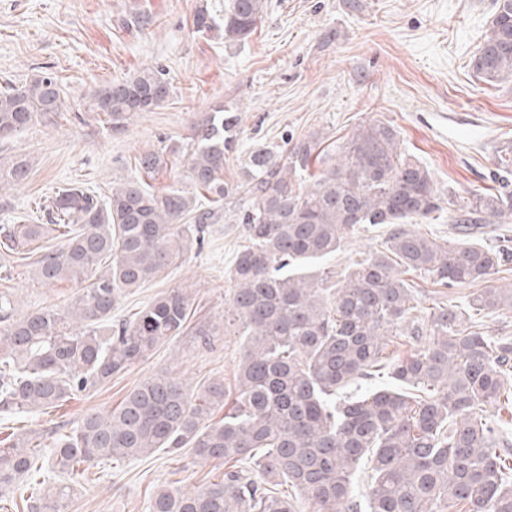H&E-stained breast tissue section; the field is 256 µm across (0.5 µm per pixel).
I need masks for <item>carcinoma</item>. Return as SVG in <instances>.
Segmentation results:
<instances>
[{"label": "carcinoma", "mask_w": 512, "mask_h": 512, "mask_svg": "<svg viewBox=\"0 0 512 512\" xmlns=\"http://www.w3.org/2000/svg\"><path fill=\"white\" fill-rule=\"evenodd\" d=\"M266 0H230L224 41L256 30ZM476 79L512 83V0H494L483 41L470 61ZM172 91L165 74L145 68L89 93L90 109L112 131L128 129ZM57 76L42 72L0 90V138L56 122L63 107ZM237 115L218 107L198 126L188 149L185 183L147 188L112 185L111 196L70 184L48 206L47 224L0 225V254L26 255L41 239L63 244L40 255L44 284L95 277L70 307L19 317L0 291V414L62 407L184 335L192 297L171 288L132 321L112 325L126 290L160 277L202 244L221 220L243 225L247 245L228 271L227 314L242 329L244 353L235 386L212 381L191 388L168 372L153 374L106 412L85 415L57 433L49 451L36 434L0 442V488L23 476L30 512H66L70 487L58 482L101 460L180 454L224 462V475L202 488H165L149 512H512V429L488 409L512 408V336L490 337L477 323L512 308V285L481 288L452 307L437 305L416 323L415 294L404 274L427 275L443 288L487 281L512 261V249L472 239L474 224H511L512 192L477 188L456 199L431 172L399 149L397 128L363 124L335 145L312 131L278 150L253 151L240 180L224 179ZM177 148L148 150L141 172L168 167ZM328 157L313 185L302 182L313 161ZM26 158L0 163V191L21 184ZM459 240L446 245L416 232L443 214ZM386 226L371 257L336 273L323 262L347 236ZM397 336H423L416 353L387 354ZM382 373L392 384L346 393ZM223 418L214 420L216 410ZM367 470L368 492L353 489Z\"/></svg>", "instance_id": "cac0c4a2"}]
</instances>
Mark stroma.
<instances>
[{
	"label": "stroma",
	"mask_w": 512,
	"mask_h": 512,
	"mask_svg": "<svg viewBox=\"0 0 512 512\" xmlns=\"http://www.w3.org/2000/svg\"><path fill=\"white\" fill-rule=\"evenodd\" d=\"M227 0H0V88L50 71L62 83L63 116L0 140V163L31 159L28 180L0 192V225L36 218L58 187L78 183L109 194L113 183L140 179L136 158L164 146L190 144L196 126L217 106L240 118L238 145L224 167L240 177L248 154L277 148L313 130L328 140L349 137L375 120L400 131L402 149L430 170L440 190L465 196L496 189L501 146L512 145V86L494 87L469 68L493 12V0H267L256 31L228 44L219 27ZM207 9L215 30L194 26ZM338 32L323 42L325 29ZM151 66L162 68L172 93L141 113L128 130L112 132L89 110L91 90ZM246 243L238 224L210 225L202 249L188 251L164 276L122 294L113 319L133 317L160 293L187 289L193 327L216 326L211 349L193 335L177 338L126 373L82 392L60 410L6 419L11 431H43L60 420L77 425L87 413L116 407L146 377L169 372L192 383L231 384L242 355L239 326L224 322L231 289L227 276ZM7 285L23 315L63 309L78 282L38 281L30 266L0 256ZM223 463L190 452L102 461L70 478L67 512H148L152 493L203 486Z\"/></svg>",
	"instance_id": "stroma-1"
}]
</instances>
